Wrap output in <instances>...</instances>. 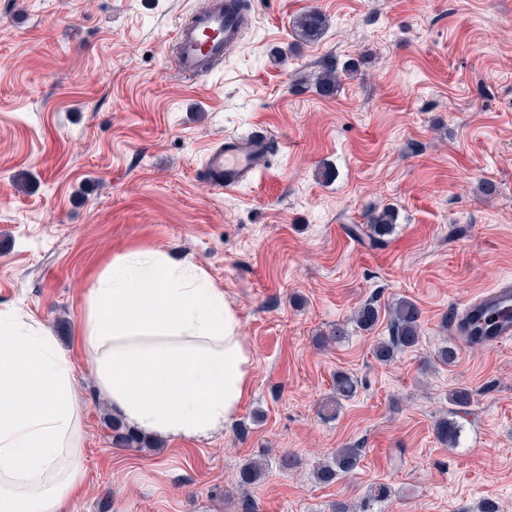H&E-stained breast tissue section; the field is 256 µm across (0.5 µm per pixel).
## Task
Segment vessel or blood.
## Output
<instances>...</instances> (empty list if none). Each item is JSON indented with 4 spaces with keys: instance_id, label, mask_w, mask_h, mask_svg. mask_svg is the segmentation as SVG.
<instances>
[{
    "instance_id": "1",
    "label": "vessel or blood",
    "mask_w": 512,
    "mask_h": 512,
    "mask_svg": "<svg viewBox=\"0 0 512 512\" xmlns=\"http://www.w3.org/2000/svg\"><path fill=\"white\" fill-rule=\"evenodd\" d=\"M246 33V20L234 0H208L205 8L181 23L172 37V56L176 70L197 79L209 74L211 67L223 64L225 56L236 48ZM274 140L267 132L228 134L214 145L201 162V172L218 190L231 193L239 189L254 169L267 157ZM512 307V282L483 293L457 310L450 330L461 339L470 336L469 323L481 313Z\"/></svg>"
}]
</instances>
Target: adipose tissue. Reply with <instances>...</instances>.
Listing matches in <instances>:
<instances>
[{
    "mask_svg": "<svg viewBox=\"0 0 512 512\" xmlns=\"http://www.w3.org/2000/svg\"><path fill=\"white\" fill-rule=\"evenodd\" d=\"M80 343L123 423L172 441L224 430L253 352L223 289L167 253L116 256L85 304ZM69 356L37 320L0 308V512H64L81 477Z\"/></svg>",
    "mask_w": 512,
    "mask_h": 512,
    "instance_id": "ef3b65f1",
    "label": "adipose tissue"
}]
</instances>
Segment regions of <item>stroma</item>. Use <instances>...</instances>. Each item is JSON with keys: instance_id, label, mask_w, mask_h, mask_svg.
Segmentation results:
<instances>
[{"instance_id": "35a3bbf8", "label": "stroma", "mask_w": 512, "mask_h": 512, "mask_svg": "<svg viewBox=\"0 0 512 512\" xmlns=\"http://www.w3.org/2000/svg\"><path fill=\"white\" fill-rule=\"evenodd\" d=\"M200 4L0 0V308L42 323L75 367L82 475L67 512H329L376 483L392 494L374 512H473L485 498L512 512V342L474 347L448 328L512 279V0H250L243 41L189 80L170 40ZM310 9L329 27L297 41ZM330 57L358 60V76L329 97L299 85ZM255 129L274 154L239 191L214 189L204 154ZM387 204L398 221L384 245L347 234ZM130 251L193 263L239 312L250 386L211 440L110 442L78 336L90 288ZM401 298L421 311L420 342L382 362ZM368 301L380 319L364 331ZM339 324L343 342L317 345ZM340 372L359 387L327 420ZM458 387L470 406L450 404ZM445 416L459 447L434 434ZM346 447L361 448L358 469L316 481ZM286 453L297 468H280ZM253 461L262 477L240 488Z\"/></svg>"}]
</instances>
